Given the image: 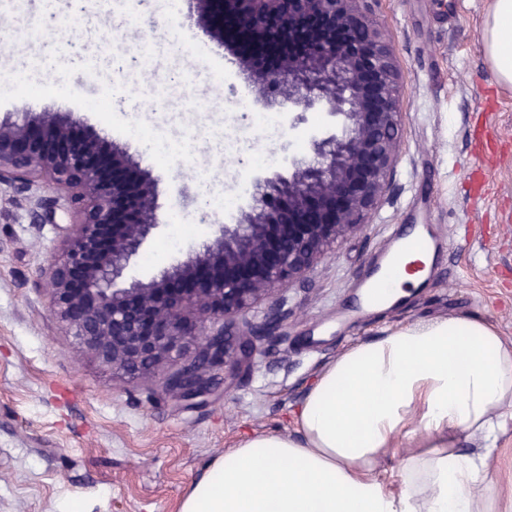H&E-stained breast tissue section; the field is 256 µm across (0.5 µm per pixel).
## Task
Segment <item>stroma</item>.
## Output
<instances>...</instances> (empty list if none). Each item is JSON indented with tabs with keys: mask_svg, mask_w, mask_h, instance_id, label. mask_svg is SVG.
<instances>
[{
	"mask_svg": "<svg viewBox=\"0 0 512 512\" xmlns=\"http://www.w3.org/2000/svg\"><path fill=\"white\" fill-rule=\"evenodd\" d=\"M490 0H371L400 79L401 127L393 190L362 230L339 240L307 287L287 290L288 318L235 377L193 406L163 389L167 368L138 379L112 373L82 351L50 315L39 270L60 249L53 225L32 228L0 194V512H179L206 465L255 434L295 433L292 412L319 372L355 343L418 321L477 313L512 336V86L498 84L481 32ZM111 36L98 41L99 27ZM22 52H10L15 41ZM192 56H184L182 45ZM151 56L144 74L128 61ZM235 41L198 28L187 0H19L0 8V75L24 73L48 92L0 91V122L51 111L120 144L159 183L162 226L142 245L125 280L147 281L232 224L252 192L256 148L275 171L313 155V138L337 130L320 111L279 110L260 132L262 111ZM101 79L89 104L88 66ZM136 87L139 100L112 91ZM157 129L171 148L156 157L137 127ZM237 146L223 159L217 133ZM233 196L223 211L183 204L179 190L201 174ZM432 225L446 243L422 287L355 326L336 313L392 225Z\"/></svg>",
	"mask_w": 512,
	"mask_h": 512,
	"instance_id": "35a3bbf8",
	"label": "stroma"
}]
</instances>
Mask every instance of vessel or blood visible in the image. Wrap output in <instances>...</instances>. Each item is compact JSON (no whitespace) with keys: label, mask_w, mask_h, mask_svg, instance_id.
I'll use <instances>...</instances> for the list:
<instances>
[{"label":"vessel or blood","mask_w":512,"mask_h":512,"mask_svg":"<svg viewBox=\"0 0 512 512\" xmlns=\"http://www.w3.org/2000/svg\"><path fill=\"white\" fill-rule=\"evenodd\" d=\"M437 245L428 234L425 225L407 224L397 227L388 237L387 248L377 254L372 264L359 276V299L355 309L344 312L347 320H355L361 309L371 307L376 289L390 287L392 265L397 257L407 254L411 260L405 270L410 274L430 273Z\"/></svg>","instance_id":"obj_1"}]
</instances>
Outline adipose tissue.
Returning <instances> with one entry per match:
<instances>
[{
  "label": "adipose tissue",
  "mask_w": 512,
  "mask_h": 512,
  "mask_svg": "<svg viewBox=\"0 0 512 512\" xmlns=\"http://www.w3.org/2000/svg\"><path fill=\"white\" fill-rule=\"evenodd\" d=\"M512 84V0L481 35ZM293 435L244 439L210 462L179 512H498L512 437V337L475 314L407 324L358 342L318 376ZM407 441L397 483L380 471ZM468 451H460V441Z\"/></svg>",
  "instance_id": "adipose-tissue-1"
}]
</instances>
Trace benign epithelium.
Returning a JSON list of instances; mask_svg holds the SVG:
<instances>
[{
    "instance_id": "benign-epithelium-1",
    "label": "benign epithelium",
    "mask_w": 512,
    "mask_h": 512,
    "mask_svg": "<svg viewBox=\"0 0 512 512\" xmlns=\"http://www.w3.org/2000/svg\"><path fill=\"white\" fill-rule=\"evenodd\" d=\"M212 37H241L252 83L292 111L320 107L343 131L313 140L293 171L260 172L247 211L147 282L116 283L160 227L156 181L126 148L56 112L0 122V186L62 247L42 271L48 307L102 365L146 375L179 359L164 388L190 403L231 376L284 316L282 292L307 282L336 242L363 228L389 192L399 148V72L369 0H191ZM260 301L264 323L244 322Z\"/></svg>"
}]
</instances>
